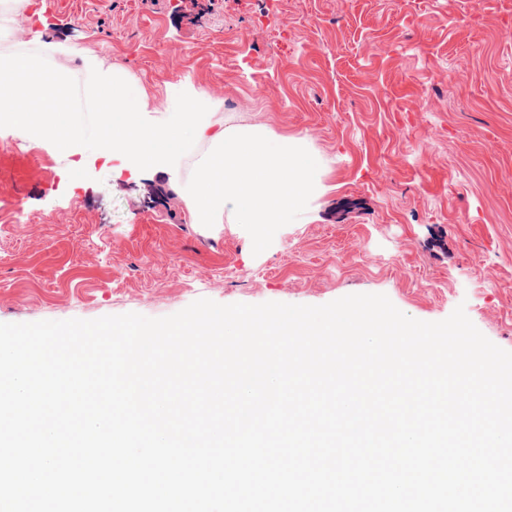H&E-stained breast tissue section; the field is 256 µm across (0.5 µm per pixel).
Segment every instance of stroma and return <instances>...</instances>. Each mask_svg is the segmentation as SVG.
Segmentation results:
<instances>
[{
	"label": "stroma",
	"mask_w": 512,
	"mask_h": 512,
	"mask_svg": "<svg viewBox=\"0 0 512 512\" xmlns=\"http://www.w3.org/2000/svg\"><path fill=\"white\" fill-rule=\"evenodd\" d=\"M49 41L301 139L325 190L256 255L160 177L1 128L0 323L383 294L512 351V0H33L0 54Z\"/></svg>",
	"instance_id": "stroma-1"
}]
</instances>
